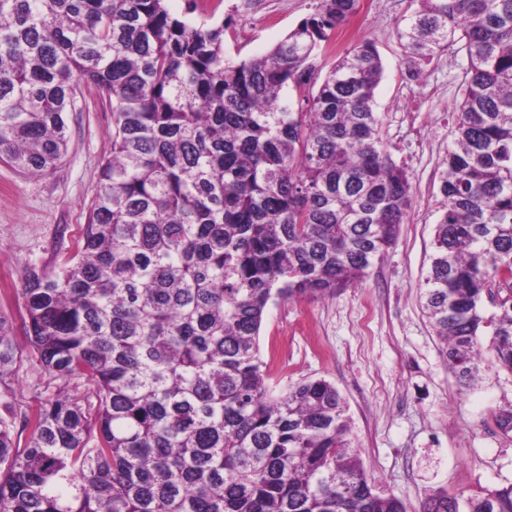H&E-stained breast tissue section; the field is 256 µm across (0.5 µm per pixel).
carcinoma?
<instances>
[{
	"mask_svg": "<svg viewBox=\"0 0 512 512\" xmlns=\"http://www.w3.org/2000/svg\"><path fill=\"white\" fill-rule=\"evenodd\" d=\"M411 65L467 54L423 310L458 380L490 336L512 371V0H416ZM358 0H317L267 55L224 58V25L166 0H0V158L32 175L67 146L74 83L112 109L77 253L29 268L23 330L45 372L89 386L0 415V512H407L352 446L336 386L276 395L259 336L270 303L362 280L410 206L374 110L371 41L313 63ZM19 350L0 316V386ZM425 512H461L433 496ZM512 512V485L468 500Z\"/></svg>",
	"mask_w": 512,
	"mask_h": 512,
	"instance_id": "1",
	"label": "carcinoma"
}]
</instances>
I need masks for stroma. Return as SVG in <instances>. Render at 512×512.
I'll return each instance as SVG.
<instances>
[{"label": "stroma", "mask_w": 512, "mask_h": 512, "mask_svg": "<svg viewBox=\"0 0 512 512\" xmlns=\"http://www.w3.org/2000/svg\"><path fill=\"white\" fill-rule=\"evenodd\" d=\"M189 25L225 24L224 55L233 62L265 55L316 0H167ZM413 0H365L347 22L348 44L369 40L382 58L375 91L379 134L405 168L412 204L385 257L359 283L324 299L271 304L260 332L262 355L279 362L275 389L323 378L349 406L352 438L380 491L408 512L448 492L459 502L512 484V435L494 425L512 406V371L482 364L460 383L446 367L439 340L419 302L429 266L440 185L458 115L466 56L451 50L412 71L397 25ZM67 151L56 166L32 176L0 160V316L10 319L22 355L0 406L37 408L44 391L73 393L49 376L22 330V279L27 269L59 270L76 251L96 191L112 156V112L97 88L79 83L66 115Z\"/></svg>", "instance_id": "stroma-1"}]
</instances>
